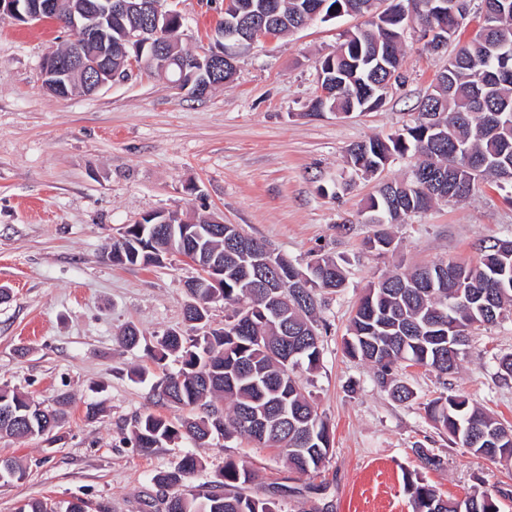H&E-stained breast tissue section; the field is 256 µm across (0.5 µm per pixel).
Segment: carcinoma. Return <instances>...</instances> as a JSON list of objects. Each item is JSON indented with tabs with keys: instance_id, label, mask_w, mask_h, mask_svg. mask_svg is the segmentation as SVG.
Listing matches in <instances>:
<instances>
[{
	"instance_id": "obj_1",
	"label": "carcinoma",
	"mask_w": 512,
	"mask_h": 512,
	"mask_svg": "<svg viewBox=\"0 0 512 512\" xmlns=\"http://www.w3.org/2000/svg\"><path fill=\"white\" fill-rule=\"evenodd\" d=\"M272 6L288 23L302 22L307 0H241V8L262 2ZM373 0H332L346 11L367 17L363 26L347 34L339 52L320 62L329 93L311 103L312 114L351 109L364 112L378 108L382 100L371 94L374 84L387 77L385 67L400 70L402 23L395 20L381 27L371 15ZM482 21L474 38L448 58L432 91L419 104L413 125L385 139L370 138L348 151L350 169L373 174L395 155L410 151L423 157L418 168L428 172L438 193L430 195L416 178L409 182L384 184L370 198L368 221L380 226L366 245L380 253L393 245L384 229L412 213L427 210L442 194L456 191L465 198L484 178H499L512 171V0H484ZM181 22L169 23L166 39L178 48L187 72H192L195 55L179 48L177 33ZM385 63L381 67L378 62ZM459 146L475 160L464 168L448 158ZM128 237L112 245L106 258L117 265L157 266L167 247L191 257L201 267L212 257L224 259V287L191 288L192 303L184 318L200 335L185 340L172 330L158 340L153 353L161 362L175 353L181 367L165 374L156 383L159 400L173 408L199 409L195 419H172L148 412L135 420L132 436L144 451L186 438L200 446L214 437L238 435L265 448H275L288 468L302 475L315 473L332 449L330 425L311 400L295 370L312 371L321 361L319 345L318 293L339 291L346 277L336 258L320 255L304 268L306 288L288 287L284 299L273 303L259 288L244 282L251 269L250 254L231 247L227 240L235 234V224H200V234L183 237L182 226L168 224L161 230L153 224L128 225ZM482 257L474 266L451 261L426 264L406 272H395L365 289L350 320L344 339L346 354L369 364L377 386L397 402L408 403L413 390L398 376L406 362L432 370L441 377L456 372L467 353L469 330L493 325L512 313V256L496 244L481 248ZM495 300L496 315L484 312L487 296ZM217 296L232 307L224 326L210 324L209 304ZM297 338L288 345L282 339V324ZM288 405L291 437L277 435L282 430L279 412ZM428 417L448 434L455 444L493 463L512 461V435L489 444L482 435L512 432V426L470 402L461 393L441 395L425 407ZM267 415V433L261 434L249 413ZM59 415L40 403L6 386H0V434L42 436L51 433ZM201 465L194 455L183 457L171 470L154 476L167 496L165 512H278L275 504L246 493L252 473L233 461L224 465L222 492L196 493L187 485ZM26 468L18 460L0 461V481L21 480ZM412 512H500L497 501L487 494H473L459 501L442 497L421 477L407 480ZM17 512H110L105 502L92 506L68 503L61 509L45 501H28Z\"/></svg>"
}]
</instances>
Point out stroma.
I'll return each instance as SVG.
<instances>
[{
    "label": "stroma",
    "instance_id": "obj_1",
    "mask_svg": "<svg viewBox=\"0 0 512 512\" xmlns=\"http://www.w3.org/2000/svg\"><path fill=\"white\" fill-rule=\"evenodd\" d=\"M179 3L181 43L202 52L224 0ZM483 6L469 0L465 24L437 53L425 49L421 26L412 23L401 78L385 103L347 117L307 110L319 93L320 60L361 24L355 15L318 19L254 45L238 57L231 82L199 97L161 72L91 95H53L42 85V61L74 33L50 19L25 24L0 16V287L10 292L0 302V385L64 410L55 439L0 436V460L27 468L23 480L0 484V512L30 499L164 512L153 478L192 453L202 460L190 480L196 490L215 489L231 460L254 473L248 493L275 500L283 512H412L404 483L414 473L443 497L485 493L512 512V465L451 444L425 411L449 390L512 424V379L502 380L498 369L500 357L512 353V314L474 328L458 372L447 379L405 369L415 393L406 404L381 391L371 367L343 350L371 282L421 263H474L482 241L512 238V202L482 180L463 201H441L390 225L394 251H369L363 242L376 230L366 221L369 196L382 182L410 178L418 159L394 157L373 176L346 163L352 144L413 123L449 56L476 31ZM155 211L221 217L302 265L319 254L345 259V288L321 298V364L301 374L332 431V451L314 476L291 473L272 449L236 437L149 452L130 443L141 414H176L162 407L151 378L179 364L170 358L157 365L148 350L166 331L190 335L185 284L199 274L180 255L149 268L104 258L113 236ZM129 324L141 333L133 349L118 339ZM90 403L99 404L97 415H87ZM418 446L439 456L441 468H423Z\"/></svg>",
    "mask_w": 512,
    "mask_h": 512
}]
</instances>
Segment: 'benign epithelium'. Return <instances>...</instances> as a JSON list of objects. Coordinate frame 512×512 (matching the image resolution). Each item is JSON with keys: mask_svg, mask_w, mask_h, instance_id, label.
Wrapping results in <instances>:
<instances>
[{"mask_svg": "<svg viewBox=\"0 0 512 512\" xmlns=\"http://www.w3.org/2000/svg\"><path fill=\"white\" fill-rule=\"evenodd\" d=\"M428 7L440 17L448 14L458 16L466 12L464 0H440L431 2ZM121 13L132 20L126 28L124 43L133 52H123L124 72L129 76L140 71L145 64L168 66L176 58L175 49L160 37L159 25L179 14L177 0H0V14L6 13L25 22L40 21L47 14L58 16L60 23L82 33L83 43L69 56L60 58L52 53L42 62L44 88L57 96L69 95L68 88L77 87L85 94H93L108 83L122 79L120 72L112 71V13ZM421 13L419 0H409V7H393L389 15L397 20H411ZM424 37L434 42H448V27L433 22L422 23ZM222 41L207 53L206 75L215 79V67H235L239 53L258 43H271L280 37L274 25H264L257 18L241 17L224 27L215 28ZM230 43L224 47V43ZM158 216L165 224H193L175 212L158 211L147 214L139 220L143 224ZM236 247L251 252L255 261L246 279L249 287L263 288L271 293L283 288L278 278L272 277L269 269L273 263L257 243L250 237L240 234L234 240Z\"/></svg>", "mask_w": 512, "mask_h": 512, "instance_id": "benign-epithelium-1", "label": "benign epithelium"}]
</instances>
